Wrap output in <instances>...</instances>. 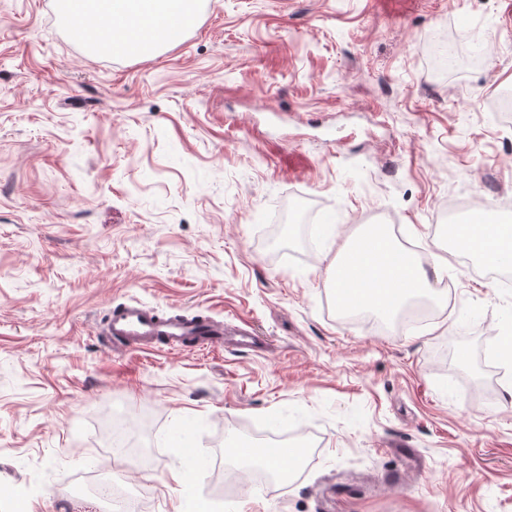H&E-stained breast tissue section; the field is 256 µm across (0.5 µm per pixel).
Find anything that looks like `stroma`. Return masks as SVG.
I'll list each match as a JSON object with an SVG mask.
<instances>
[{
  "label": "stroma",
  "instance_id": "stroma-1",
  "mask_svg": "<svg viewBox=\"0 0 512 512\" xmlns=\"http://www.w3.org/2000/svg\"><path fill=\"white\" fill-rule=\"evenodd\" d=\"M484 51L431 74L434 34ZM512 0H199L150 57H98L58 0H0V512H72L110 414L149 512H512V284L446 204L512 223ZM331 233L305 248L277 213ZM437 267L428 321L339 311L326 268L375 219ZM245 322L265 349H116L112 307ZM306 440L293 479L224 443ZM401 441L412 456L388 453ZM210 466L195 470L192 458ZM401 471L400 485L384 482Z\"/></svg>",
  "mask_w": 512,
  "mask_h": 512
}]
</instances>
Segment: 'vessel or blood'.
I'll return each mask as SVG.
<instances>
[{
  "label": "vessel or blood",
  "mask_w": 512,
  "mask_h": 512,
  "mask_svg": "<svg viewBox=\"0 0 512 512\" xmlns=\"http://www.w3.org/2000/svg\"><path fill=\"white\" fill-rule=\"evenodd\" d=\"M106 333L114 343L129 348L220 349L229 342L233 346L249 349L261 341L260 336L248 328L228 330L223 323L203 315L163 316L141 304H122L113 308Z\"/></svg>",
  "instance_id": "vessel-or-blood-1"
}]
</instances>
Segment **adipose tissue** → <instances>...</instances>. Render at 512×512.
Wrapping results in <instances>:
<instances>
[{"label": "adipose tissue", "instance_id": "1", "mask_svg": "<svg viewBox=\"0 0 512 512\" xmlns=\"http://www.w3.org/2000/svg\"><path fill=\"white\" fill-rule=\"evenodd\" d=\"M70 34L90 39L93 52L109 56H145L175 41L197 19L196 0H60ZM459 251H474L483 242L482 257L494 266L512 257L511 224H479L472 231L452 228ZM337 288L336 303H353L389 312L412 293L429 295L433 283L428 270L412 256L399 252L386 234L375 231L349 243L327 267Z\"/></svg>", "mask_w": 512, "mask_h": 512}]
</instances>
